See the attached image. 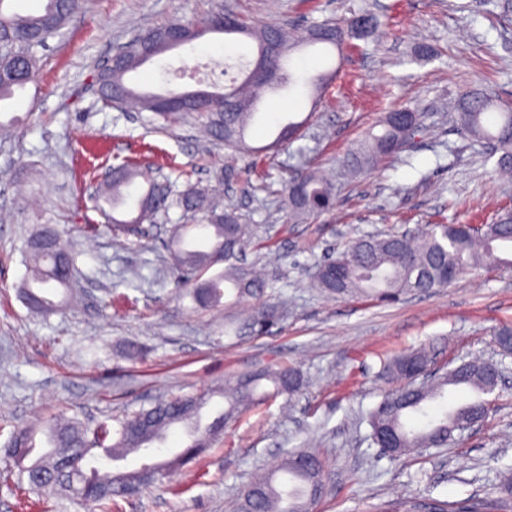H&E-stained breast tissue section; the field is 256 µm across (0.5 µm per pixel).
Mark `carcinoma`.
I'll list each match as a JSON object with an SVG mask.
<instances>
[{
    "label": "carcinoma",
    "mask_w": 512,
    "mask_h": 512,
    "mask_svg": "<svg viewBox=\"0 0 512 512\" xmlns=\"http://www.w3.org/2000/svg\"><path fill=\"white\" fill-rule=\"evenodd\" d=\"M76 5L77 0H45L40 12L20 14L9 11L8 0H0V100L11 97L17 88L31 81L38 49L46 47L47 39L60 33ZM223 18L224 15L217 13L199 27L175 23L135 37L110 66L98 68L96 83L102 99L117 107L134 101L151 113L149 122L161 126H170L195 113L209 138L235 151L246 150L245 136L257 102L253 88L265 87L261 80L247 75L241 82L234 81L224 87L222 94L172 90L165 95H145L131 87L126 76L161 54L158 45L175 29L183 32L187 43L208 32L237 33L255 43L259 56L265 55L270 42H277L280 53L272 58L271 65L281 72L283 85L294 83L293 75L284 67L291 51L302 45H322L340 54L346 45L344 28L333 21L318 24L304 39L296 41L287 39L277 29L254 28L239 17L226 28L220 25ZM400 112L407 113L409 109L388 113L380 121V133L368 134L349 152L347 166L352 171H371L382 159L400 152L408 139L398 119ZM456 120L472 140L492 146L498 154L496 169L506 182L512 183V108L474 89L461 98ZM137 175V167L129 162L112 167V177L97 192V197L112 202L114 209L126 204L124 189ZM287 197L290 215L320 216L334 208L336 187L312 170L288 181ZM171 208L200 219L206 230L207 247L201 249L185 246L188 233L197 225L180 224L170 233L167 248L172 265L190 275L184 284V297L201 309L219 307L228 292L237 299L251 298L256 301V307L243 326L253 335L268 333L278 322L275 311L265 300L269 284L236 263L250 241L248 228L241 223L237 211L215 200L205 189L190 184L185 190L158 201L145 221L152 223L159 211ZM104 216L114 232L141 233L135 217L120 220L108 212ZM36 236L42 244L26 242V273L21 290L27 308L47 317L68 302L66 271L71 268L73 257L62 247L57 225H39ZM508 245L512 246V213L481 225L465 237L448 224H429L416 236L358 237L317 265L319 275L315 276V282L330 296L394 302L405 294L429 293L447 286L448 272L460 276L489 262L512 271V257L498 254L499 249ZM219 250L224 251V271L208 277L211 257ZM427 363L426 351L420 348L392 359L384 365V370L404 378L407 368H422ZM486 368L487 363L472 360L461 369L451 368L416 393L402 387L384 395L367 416L371 440L380 447L387 437H392L397 457L448 446L456 426L470 412L487 404L491 383ZM263 381L269 382L272 389L259 391ZM302 384V376L292 368L261 371L216 390L158 401L126 415L114 425L103 421L94 429L91 439L80 422L53 417L17 430L0 451L18 469L19 479L27 482L29 489L53 488L67 499L106 509L116 499L131 496L127 475L137 469L124 467L128 456L135 454L141 460L152 457L153 464L168 472L184 467L202 455V450L209 447L224 424L255 402L292 395ZM450 386H466L474 397L422 427L409 425V416L427 415L429 404L444 398ZM215 395L224 397V410L204 424L202 409ZM177 424L186 428L188 441L175 450L161 449L170 428ZM68 447L74 448L69 453L72 461L69 467L63 468L59 465L57 449ZM295 456L294 452L288 453L279 464L255 478L250 487L259 490L260 496L247 498L240 494L233 512H310L311 505L321 497L324 465L309 451L303 466L295 464Z\"/></svg>",
    "instance_id": "cac0c4a2"
}]
</instances>
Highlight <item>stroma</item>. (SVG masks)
Masks as SVG:
<instances>
[{
  "instance_id": "stroma-1",
  "label": "stroma",
  "mask_w": 512,
  "mask_h": 512,
  "mask_svg": "<svg viewBox=\"0 0 512 512\" xmlns=\"http://www.w3.org/2000/svg\"><path fill=\"white\" fill-rule=\"evenodd\" d=\"M503 0H79L61 34L40 51L32 80L0 102L15 119L0 138V447L14 429L59 413L87 427L199 393L231 377L288 366L304 379L293 396L262 401L226 424L194 464L173 471L112 512H231L252 474L287 452L308 450L326 463L316 512H389L392 504L430 502L448 512H512L500 472L512 465V388L502 390L477 427L444 448L389 458L372 444L366 415L400 379L384 360L420 347L443 372L475 355L498 358L494 343L512 323V272L483 266L426 296L392 305L326 296L316 264L352 238L435 222L487 224L512 208V186L495 172L488 147L457 125L460 97L482 89L512 104V15ZM255 27L295 32L370 13L380 27L344 53L322 46L285 60L295 82L265 94L247 152L202 140L187 117L160 132L146 113L103 101L96 69L135 35L179 21L197 26L211 13ZM427 55H420V48ZM213 61L251 68L255 49L239 35L209 33L169 50L129 76L138 90L219 92L223 83L182 75ZM336 70L319 103L308 78ZM406 107L421 130L400 154L358 178L343 175L353 143L382 116ZM302 122L300 139L274 145L284 118ZM102 155L141 158L145 175L129 187L117 215H135L149 174L171 192L185 182L224 186V202L249 225L246 264L265 269L281 318L263 336H229L235 308L202 312L180 298L166 244L179 209L158 216L149 237L114 239L86 192L88 167ZM329 173L336 206L324 215L288 216L284 185L308 167ZM40 224L60 225L74 256L68 306L42 317L20 297L22 250ZM141 353L129 358L127 347ZM0 512H89L53 492H29L0 458Z\"/></svg>"
}]
</instances>
